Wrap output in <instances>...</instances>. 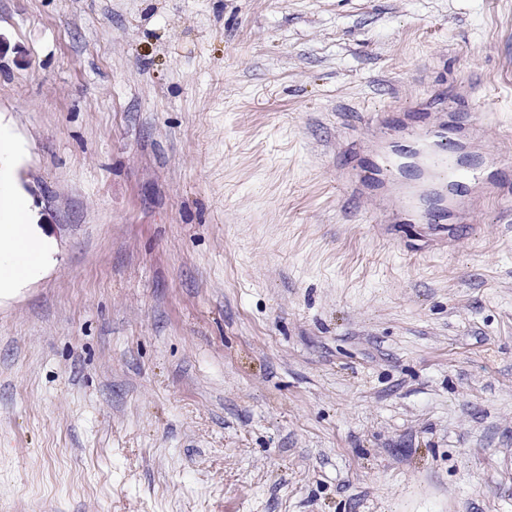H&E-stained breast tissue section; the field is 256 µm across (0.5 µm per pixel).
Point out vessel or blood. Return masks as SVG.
<instances>
[{"instance_id": "b4317fda", "label": "vessel or blood", "mask_w": 512, "mask_h": 512, "mask_svg": "<svg viewBox=\"0 0 512 512\" xmlns=\"http://www.w3.org/2000/svg\"><path fill=\"white\" fill-rule=\"evenodd\" d=\"M471 106L464 89L377 115L370 144L344 155L341 195L372 197L391 223L428 224L444 236L488 203L512 204V169L480 152L483 126Z\"/></svg>"}]
</instances>
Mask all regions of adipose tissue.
I'll use <instances>...</instances> for the list:
<instances>
[{
  "label": "adipose tissue",
  "mask_w": 512,
  "mask_h": 512,
  "mask_svg": "<svg viewBox=\"0 0 512 512\" xmlns=\"http://www.w3.org/2000/svg\"><path fill=\"white\" fill-rule=\"evenodd\" d=\"M51 250L33 223L20 187L0 177V299L37 278Z\"/></svg>",
  "instance_id": "1"
}]
</instances>
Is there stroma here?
I'll use <instances>...</instances> for the list:
<instances>
[{
    "mask_svg": "<svg viewBox=\"0 0 512 512\" xmlns=\"http://www.w3.org/2000/svg\"><path fill=\"white\" fill-rule=\"evenodd\" d=\"M54 245L0 302V512H512V218L344 198L367 114L467 82L512 165V0H0Z\"/></svg>",
    "mask_w": 512,
    "mask_h": 512,
    "instance_id": "1",
    "label": "stroma"
}]
</instances>
